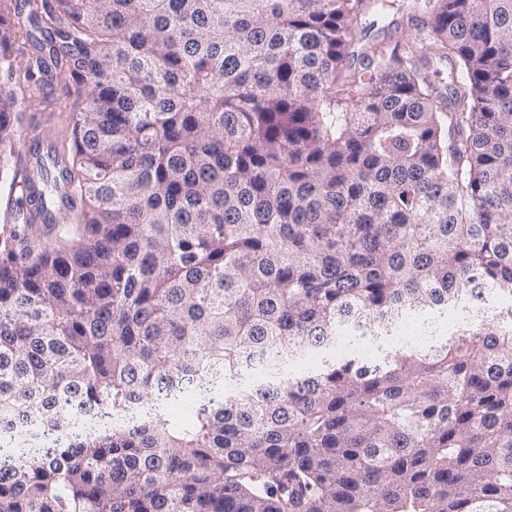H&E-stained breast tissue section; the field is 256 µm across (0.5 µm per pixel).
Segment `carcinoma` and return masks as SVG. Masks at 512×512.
Returning a JSON list of instances; mask_svg holds the SVG:
<instances>
[{"label":"carcinoma","instance_id":"obj_1","mask_svg":"<svg viewBox=\"0 0 512 512\" xmlns=\"http://www.w3.org/2000/svg\"><path fill=\"white\" fill-rule=\"evenodd\" d=\"M416 7L432 58L352 50L381 0H0V512H512V0ZM475 282L445 340L227 391ZM47 80H51V86L46 85ZM68 90L63 89L48 74L41 80L32 82L23 88L19 94L17 110L27 113L26 123L17 130V141L27 135H41L55 140L60 146L69 139L70 126L69 114L71 105L76 95L75 87ZM23 103L27 108L23 109ZM30 117V118H29Z\"/></svg>","mask_w":512,"mask_h":512}]
</instances>
